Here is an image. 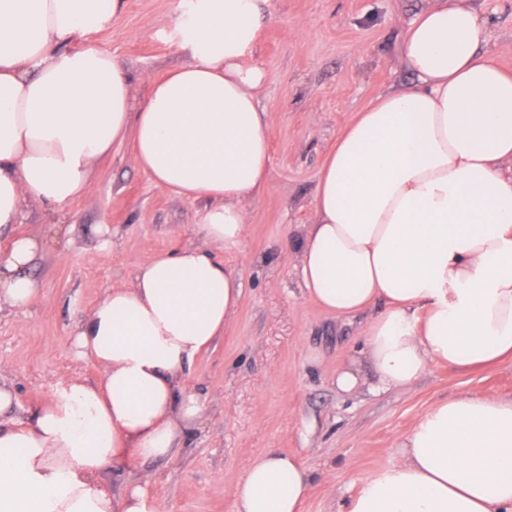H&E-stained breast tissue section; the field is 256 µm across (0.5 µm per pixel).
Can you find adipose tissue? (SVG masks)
Here are the masks:
<instances>
[{"label": "adipose tissue", "instance_id": "adipose-tissue-1", "mask_svg": "<svg viewBox=\"0 0 512 512\" xmlns=\"http://www.w3.org/2000/svg\"><path fill=\"white\" fill-rule=\"evenodd\" d=\"M267 2L193 0L174 31L190 62L137 104L110 51L64 48L87 26L110 28L125 0H0V229L33 205L68 209L126 141L157 184L209 203L193 227L202 244L139 266L77 326V354L99 380L57 381L31 420L0 424V512H164L140 482L118 499L95 476L129 454L169 457L199 419L179 380L240 306L242 283L217 253L243 240L270 164L267 74L246 61ZM488 39L469 0H439L405 24L411 83L342 133L314 223L288 228L302 293L323 312L386 304L364 330L366 369L337 372L340 391L512 356V75L483 53ZM42 247L19 237L0 258V307L35 300L27 269ZM401 448L346 512H512V400L442 401ZM310 486L294 457L264 453L238 479L233 512H300Z\"/></svg>", "mask_w": 512, "mask_h": 512}]
</instances>
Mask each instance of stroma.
Wrapping results in <instances>:
<instances>
[{"label":"stroma","mask_w":512,"mask_h":512,"mask_svg":"<svg viewBox=\"0 0 512 512\" xmlns=\"http://www.w3.org/2000/svg\"><path fill=\"white\" fill-rule=\"evenodd\" d=\"M470 2L491 13L485 52L511 73L512 0ZM424 4L269 0L252 56L268 75L259 95L270 132L267 183L248 207L242 244L220 254L240 275L242 303L182 375L183 391L202 405L196 427L170 458L107 464L98 479L113 495L143 477L168 512H232L237 479L255 457L278 451L312 478L302 512H343L365 480L400 462L398 441L438 401L512 400V359L475 370L433 364L402 390L339 391L337 371L357 358L382 307L350 320L322 312L302 296L298 258L284 244L289 225L314 223L317 180L340 134L381 91L408 81L403 23ZM181 11V0H127L111 28L69 46L112 51L140 100L152 79L187 59L172 39ZM203 210L156 184L124 145L96 163L91 188L66 211L30 207L0 234L1 251L15 234L45 241L29 270L36 300L0 311V364L15 418L30 419L59 379L98 380V367L74 354L76 323L102 301L115 271L132 279L139 264L194 243L190 228Z\"/></svg>","instance_id":"obj_1"}]
</instances>
